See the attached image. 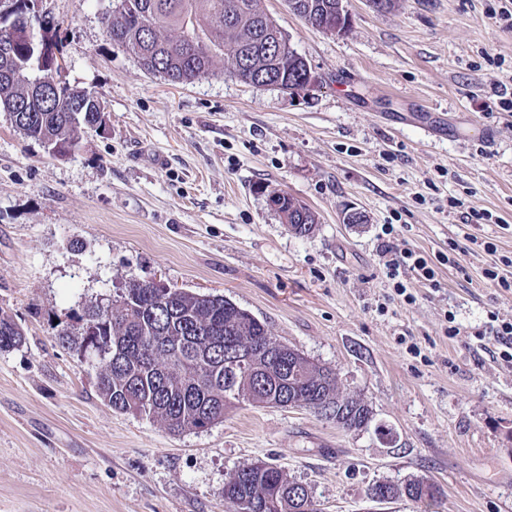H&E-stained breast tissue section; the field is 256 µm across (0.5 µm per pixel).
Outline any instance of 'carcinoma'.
Here are the masks:
<instances>
[{
    "mask_svg": "<svg viewBox=\"0 0 512 512\" xmlns=\"http://www.w3.org/2000/svg\"><path fill=\"white\" fill-rule=\"evenodd\" d=\"M261 0H112L102 16L110 44L131 52L143 69L172 84L210 74L214 59L224 75L244 83L275 76L291 87L310 69L293 52L271 53L268 44L283 32L260 6ZM312 27L329 19L337 32L349 27L343 0H288ZM0 112H19L12 123L26 138L66 157L79 147L77 131L94 129L105 107L96 94L71 86L61 75L59 48L38 0H0ZM290 231L310 233L316 218L288 199ZM122 308L98 315L75 335L58 331L61 344L83 356L106 353L97 377L102 399L119 412L164 420L173 433L208 428L224 412L249 401L271 405L286 397L317 409L340 393L335 373L299 351H280L266 322L222 296L175 288L165 296L147 281L132 279L116 293ZM23 330L0 316V350L21 346ZM246 359L243 367L233 358ZM230 499L254 501L253 512H317L313 495L274 465L239 469L224 486ZM441 494L433 482L413 479L405 495L413 501Z\"/></svg>",
    "mask_w": 512,
    "mask_h": 512,
    "instance_id": "cac0c4a2",
    "label": "carcinoma"
}]
</instances>
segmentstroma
Returning <instances> with one entry per match:
<instances>
[{"mask_svg":"<svg viewBox=\"0 0 512 512\" xmlns=\"http://www.w3.org/2000/svg\"><path fill=\"white\" fill-rule=\"evenodd\" d=\"M511 2L345 0L338 36L262 0L317 79L292 94L225 76L220 59L190 83L148 76L106 38L110 0H39L66 80L95 92L106 123L55 158L0 115V316L25 334L0 351V512H232L228 475L258 462L322 512H512V369L488 319L512 318V293L482 276L512 258V29L497 18ZM272 191L315 213L308 236ZM470 206L491 220L468 223ZM348 210L364 223H343ZM389 222L426 257L460 246L441 290L395 299L378 252ZM472 235L494 252L469 251ZM154 278L264 320L370 406L368 428L244 403L176 435L113 410L97 361L56 333ZM415 477L441 497H368Z\"/></svg>","mask_w":512,"mask_h":512,"instance_id":"1","label":"stroma"}]
</instances>
